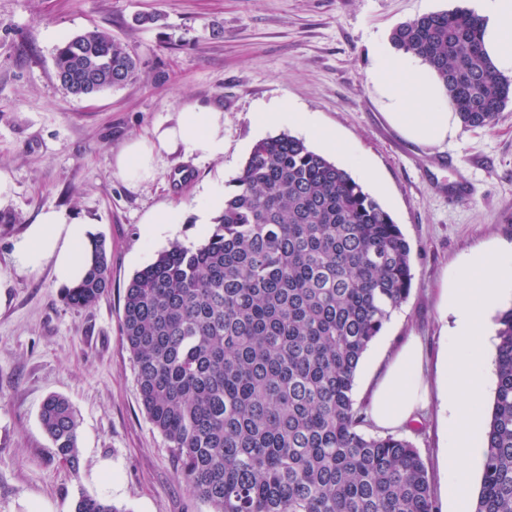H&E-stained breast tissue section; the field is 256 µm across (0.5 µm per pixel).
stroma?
I'll return each mask as SVG.
<instances>
[{
	"instance_id": "stroma-1",
	"label": "stroma",
	"mask_w": 512,
	"mask_h": 512,
	"mask_svg": "<svg viewBox=\"0 0 512 512\" xmlns=\"http://www.w3.org/2000/svg\"><path fill=\"white\" fill-rule=\"evenodd\" d=\"M469 0H0V168L13 196L0 223V512H72L80 494L122 512H211L177 476L166 440L144 413L122 335L125 289L173 242L203 241L196 210L204 189H226L260 139L261 107L279 103L337 130L366 158L383 188L375 199L412 248L413 287L364 353L358 405L408 336L419 337L435 377L447 336L440 289L473 248L512 246V103L493 128L459 127L442 144L407 138L386 117L369 79L374 50L414 17L468 6ZM144 14L155 23L139 24ZM108 30L141 60L137 79L91 97L65 92L53 53L85 30ZM224 111V157L164 158L153 182L130 188L112 161L121 146L187 101ZM186 215L176 231L151 236L146 216L161 205ZM91 219L106 239L112 286L95 305L72 309L52 266L30 272L13 244L47 207ZM75 410L80 466L55 455L39 421L44 398ZM397 429L418 448L435 502L440 410ZM112 465L111 481L98 475Z\"/></svg>"
}]
</instances>
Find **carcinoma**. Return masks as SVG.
Wrapping results in <instances>:
<instances>
[{
    "label": "carcinoma",
    "instance_id": "1",
    "mask_svg": "<svg viewBox=\"0 0 512 512\" xmlns=\"http://www.w3.org/2000/svg\"><path fill=\"white\" fill-rule=\"evenodd\" d=\"M481 18L457 7L398 25L394 47L442 82L466 127L512 102V77L484 56ZM61 87L92 96L137 78L140 62L101 29L57 46ZM202 243L160 251L130 280L122 331L139 400L212 512H436L407 439L362 431L360 361L411 292V247L344 167L281 132L257 141ZM111 288L106 242L62 290L73 308ZM497 383L474 512H512V307L497 316ZM40 422L79 469L78 422L48 396ZM73 512H122L81 494Z\"/></svg>",
    "mask_w": 512,
    "mask_h": 512
}]
</instances>
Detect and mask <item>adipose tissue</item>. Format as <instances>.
<instances>
[{
	"label": "adipose tissue",
	"mask_w": 512,
	"mask_h": 512,
	"mask_svg": "<svg viewBox=\"0 0 512 512\" xmlns=\"http://www.w3.org/2000/svg\"><path fill=\"white\" fill-rule=\"evenodd\" d=\"M478 9L487 56L499 72L512 74V0H478ZM370 79L387 101L388 119L408 138L434 145L455 135L457 117L452 105L443 97L440 84L414 56L379 49ZM258 119L265 125H297L348 162L358 161L350 142L337 131L318 128L305 113L292 108L264 111ZM176 154L199 161L222 158L223 110L197 101L186 103L173 118L127 140L115 154L113 166L123 181L138 187L154 179L160 160ZM95 239L89 219L48 208L15 243L13 258L19 268L29 271L52 265L58 281L71 286L84 276ZM427 401L422 344L413 336L393 357L373 390L369 415L378 427H403L416 419Z\"/></svg>",
	"instance_id": "adipose-tissue-1"
}]
</instances>
